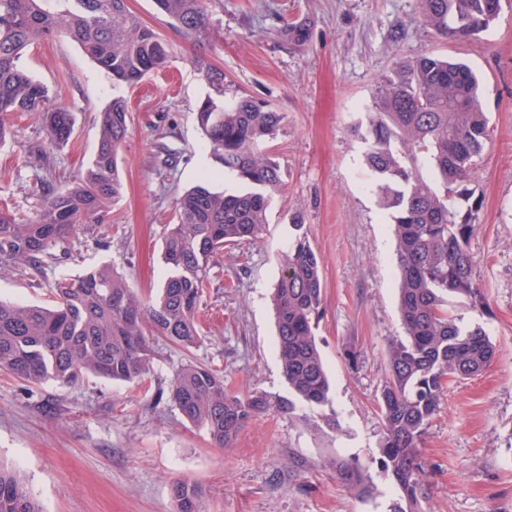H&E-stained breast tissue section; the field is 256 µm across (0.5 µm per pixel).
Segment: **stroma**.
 <instances>
[{
  "instance_id": "1",
  "label": "stroma",
  "mask_w": 512,
  "mask_h": 512,
  "mask_svg": "<svg viewBox=\"0 0 512 512\" xmlns=\"http://www.w3.org/2000/svg\"><path fill=\"white\" fill-rule=\"evenodd\" d=\"M140 20L173 47L169 68L134 86L116 83L65 37L23 53V67L75 115L71 140L50 148L34 114L8 116L0 145V212L32 215L41 180L72 178L92 161L100 114L126 101L123 192L105 224H83L50 250L42 268L0 270V298L48 305L61 277L111 266L137 289L159 288L173 201L203 185L239 192L196 121L208 89L191 62L195 49L153 0H128ZM215 34L206 49L231 90L284 113L270 154L283 191L255 242L226 248L210 273L198 318L199 347L155 339L149 373L138 382L87 376L64 387L33 386L0 372V461L20 470L44 512H173L171 485L199 486L206 512H393L401 492L379 463L378 397L386 351L403 337L399 272L389 215L378 205L355 129L372 106L377 80L396 62L432 53L469 63L483 82L492 143L477 161L481 209L470 241L487 298L476 308L454 297L448 309L464 328H482L497 356L481 375L453 382L422 437V512H512V7L464 42L425 27L419 0H207ZM306 39L284 38L288 23ZM302 214L321 258L324 292L316 338L330 382L335 427L314 408L269 410L228 448L212 444L169 399L175 370L192 362L222 371L228 389L288 396L276 350L271 293L279 254ZM356 461L373 493L340 483L330 460Z\"/></svg>"
}]
</instances>
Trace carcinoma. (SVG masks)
<instances>
[{
    "label": "carcinoma",
    "instance_id": "cac0c4a2",
    "mask_svg": "<svg viewBox=\"0 0 512 512\" xmlns=\"http://www.w3.org/2000/svg\"><path fill=\"white\" fill-rule=\"evenodd\" d=\"M197 44L212 39L206 0H154ZM512 0H421L423 24L453 41L487 30ZM65 36L112 78L128 84L166 69L169 43L131 12L127 0H0V143L9 129L3 116L36 112L52 147L67 144L74 117L52 92L20 65L30 45ZM192 63L209 92L197 123L212 154L251 186L240 193L195 186L176 198L175 223L166 227L162 260L170 271L158 295H141L108 265L62 277L53 305L0 300V370L32 385H74L89 374L135 382L151 367L150 336L195 348L203 342L197 311L210 270L227 246L262 238L271 199L282 193L268 143L284 114L230 93L224 71L203 54ZM480 81L461 60L423 55L400 61L376 85L372 109L356 134L366 144L365 163L375 177L382 209L396 242L399 313L405 338L389 344L388 376L378 405L383 423L381 468L399 487L409 509L427 498L419 444L437 414L449 382L484 372L496 347L481 328L462 329L448 300L465 297L485 306L470 249L479 219L475 197L477 159L491 142ZM131 123L124 100L100 115L97 149L90 165L63 185L41 184L35 215L0 212V269L37 270L50 248L81 224L101 223L120 197L118 158ZM280 256L272 294L277 353L290 398L255 391H227L224 374L193 363L175 370L169 397L212 443L227 448L257 415L271 407L291 413L296 403L324 408L330 385L315 330L323 301L321 260L301 214ZM336 478L360 496L371 493L361 466L330 462ZM175 512H205L198 486L172 484ZM0 512H43L24 475L0 465Z\"/></svg>",
    "mask_w": 512,
    "mask_h": 512
}]
</instances>
